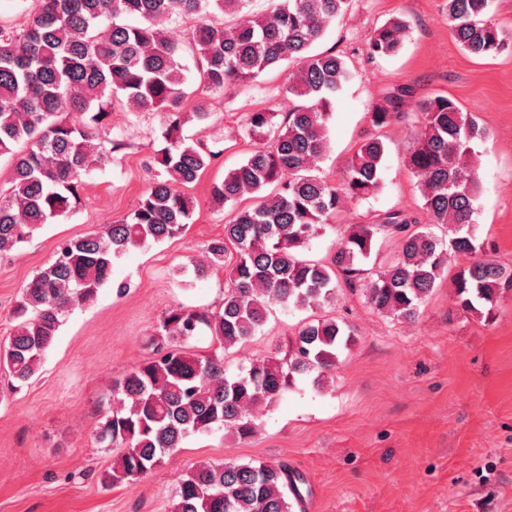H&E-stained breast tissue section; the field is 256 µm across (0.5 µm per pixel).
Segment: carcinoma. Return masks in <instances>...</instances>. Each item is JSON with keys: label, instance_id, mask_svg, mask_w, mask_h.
Returning a JSON list of instances; mask_svg holds the SVG:
<instances>
[{"label": "carcinoma", "instance_id": "obj_1", "mask_svg": "<svg viewBox=\"0 0 512 512\" xmlns=\"http://www.w3.org/2000/svg\"><path fill=\"white\" fill-rule=\"evenodd\" d=\"M271 2L270 11L229 24L224 17L238 13L245 0H36L24 25H0V157L11 163L8 187L0 186V256L28 241L36 227L79 207L85 175L112 160L104 120L113 103L164 115V146L151 157L162 172L138 206L66 242L21 288L11 313L14 331L0 345V370L21 385L34 376L62 319L94 302L110 281L112 259L188 228L194 202L183 188L200 181L211 153L185 136L183 125L188 119L204 123L211 112L205 97L185 110L187 68L182 45L165 36L168 18L191 20L187 43L202 92L221 94L288 61L296 71L286 92L304 100L280 121L276 112L246 114L244 130L254 147L243 164L211 185L212 206L230 210L224 237L207 245V265L198 268L229 270L224 302L214 311L169 310L157 327L163 340L157 356L112 384L96 430L100 447L119 450L101 476L106 487L145 477L192 435L251 436V409L276 403L299 376L311 375L316 384L335 368L339 350L355 338L343 322L326 316L303 324L284 356L256 360L244 373H228L224 354L255 336L272 306L320 309L336 295L337 274L348 284L364 277L363 262L383 226L402 238L397 257L368 278L366 298L375 310L414 319L452 257L465 260L453 279L461 306L493 307L512 292V267L492 258L473 229L481 186L471 156L486 131L443 96L418 104L421 130L405 154L418 178L424 218L393 213L380 225L359 224L329 262L302 255L343 199L380 190L386 145L374 132L362 137L338 186L313 174L329 148L333 99L349 70L342 57L314 53L312 46L353 0ZM490 4L447 0L453 38L479 57L506 46ZM406 30L399 19L387 22L370 38L369 54H395ZM393 117L375 107L371 127L385 128ZM246 195L253 203L243 207ZM437 225L448 228L446 249L431 230ZM203 329L218 344L210 353L187 346ZM175 498L172 512H293L302 502L287 466L233 458L188 469Z\"/></svg>", "mask_w": 512, "mask_h": 512}]
</instances>
